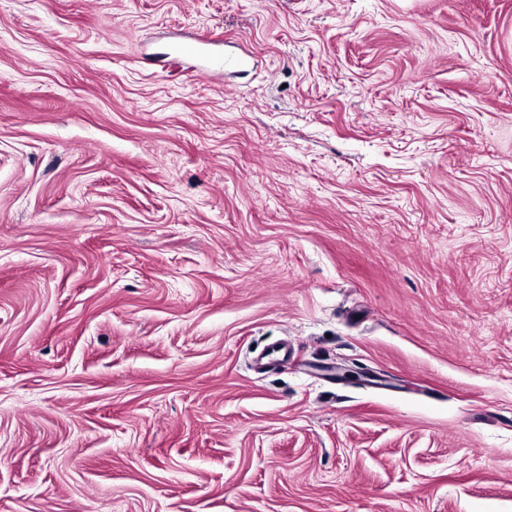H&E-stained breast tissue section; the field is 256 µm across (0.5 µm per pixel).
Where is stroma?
I'll list each match as a JSON object with an SVG mask.
<instances>
[{"label": "stroma", "mask_w": 512, "mask_h": 512, "mask_svg": "<svg viewBox=\"0 0 512 512\" xmlns=\"http://www.w3.org/2000/svg\"><path fill=\"white\" fill-rule=\"evenodd\" d=\"M0 512H512V0H0Z\"/></svg>", "instance_id": "stroma-1"}]
</instances>
